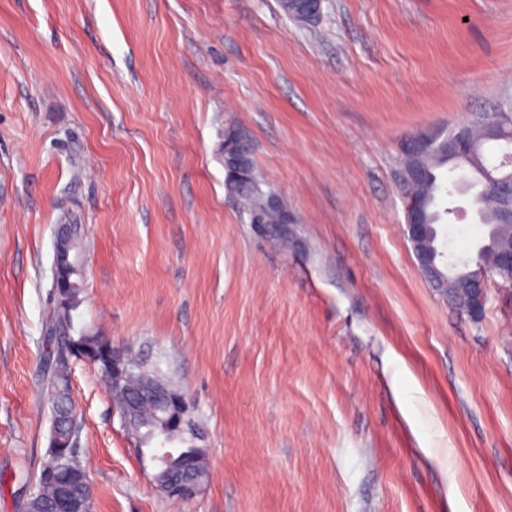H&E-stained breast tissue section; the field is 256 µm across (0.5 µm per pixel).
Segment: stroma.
I'll use <instances>...</instances> for the list:
<instances>
[{
	"mask_svg": "<svg viewBox=\"0 0 512 512\" xmlns=\"http://www.w3.org/2000/svg\"><path fill=\"white\" fill-rule=\"evenodd\" d=\"M512 108V0H0V512L49 445L57 225L75 324L186 398L209 479L167 499L74 360L93 512H512V287L478 317L420 271L401 143ZM287 242L227 183L224 134ZM448 260L486 233L467 194ZM280 0L281 10L288 16V10L306 23L318 19L322 11L323 0Z\"/></svg>",
	"mask_w": 512,
	"mask_h": 512,
	"instance_id": "obj_1",
	"label": "stroma"
}]
</instances>
